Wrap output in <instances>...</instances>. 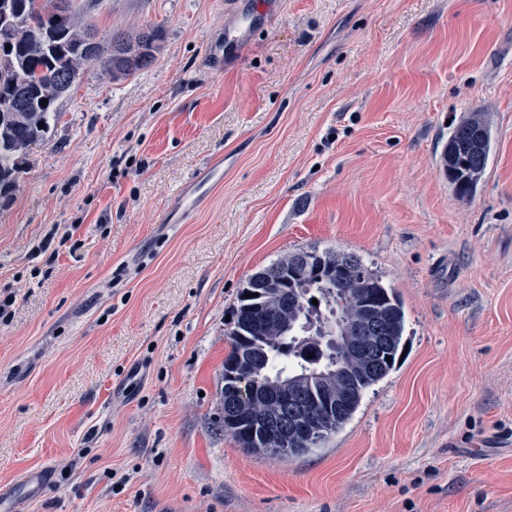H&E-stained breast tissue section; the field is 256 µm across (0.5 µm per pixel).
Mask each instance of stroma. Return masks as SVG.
Masks as SVG:
<instances>
[{"mask_svg":"<svg viewBox=\"0 0 512 512\" xmlns=\"http://www.w3.org/2000/svg\"><path fill=\"white\" fill-rule=\"evenodd\" d=\"M224 2L69 0L163 40L86 67L0 200V489L47 466L14 512H512V0H278L220 76ZM474 111L495 146L462 200L439 156ZM301 248L376 271L407 353L274 459L217 399L240 288Z\"/></svg>","mask_w":512,"mask_h":512,"instance_id":"obj_1","label":"stroma"}]
</instances>
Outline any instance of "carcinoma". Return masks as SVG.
Masks as SVG:
<instances>
[{"mask_svg": "<svg viewBox=\"0 0 512 512\" xmlns=\"http://www.w3.org/2000/svg\"><path fill=\"white\" fill-rule=\"evenodd\" d=\"M14 26L0 44V195L13 191L20 161L50 130L56 103L87 65L126 78L152 65L162 31L110 36L86 49L72 14L55 0H0ZM494 148L487 117L471 112L448 134L441 167L456 194L469 198ZM250 292L253 297H245ZM319 304H312V300ZM405 311L393 289L354 254L298 249L252 274L239 291L219 390L224 434L246 452L294 458L322 448L358 410L366 392L395 369L404 346ZM314 357H309V354ZM310 399L325 392L319 435L270 439L260 422L280 410L268 390Z\"/></svg>", "mask_w": 512, "mask_h": 512, "instance_id": "carcinoma-1", "label": "carcinoma"}]
</instances>
